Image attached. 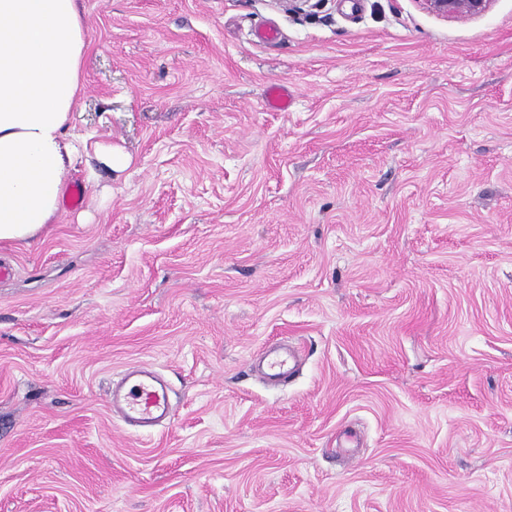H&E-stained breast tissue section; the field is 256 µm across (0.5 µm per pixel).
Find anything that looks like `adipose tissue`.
I'll return each instance as SVG.
<instances>
[{
	"label": "adipose tissue",
	"mask_w": 512,
	"mask_h": 512,
	"mask_svg": "<svg viewBox=\"0 0 512 512\" xmlns=\"http://www.w3.org/2000/svg\"><path fill=\"white\" fill-rule=\"evenodd\" d=\"M85 52L77 0H0V243L53 223L84 156L70 128Z\"/></svg>",
	"instance_id": "obj_1"
}]
</instances>
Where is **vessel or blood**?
<instances>
[{
    "label": "vessel or blood",
    "instance_id": "obj_1",
    "mask_svg": "<svg viewBox=\"0 0 512 512\" xmlns=\"http://www.w3.org/2000/svg\"><path fill=\"white\" fill-rule=\"evenodd\" d=\"M108 402L114 415L140 426L172 417L168 393L152 371L131 368L123 386L112 388Z\"/></svg>",
    "mask_w": 512,
    "mask_h": 512
}]
</instances>
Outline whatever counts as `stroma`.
<instances>
[{"instance_id":"35a3bbf8","label":"stroma","mask_w":512,"mask_h":512,"mask_svg":"<svg viewBox=\"0 0 512 512\" xmlns=\"http://www.w3.org/2000/svg\"><path fill=\"white\" fill-rule=\"evenodd\" d=\"M78 4L129 165L0 245V512H512V0ZM432 13L445 18L478 17L490 8L492 0H422ZM108 402L114 415L140 426L173 417L165 386L152 371L143 367L131 368L124 385L112 387Z\"/></svg>"}]
</instances>
